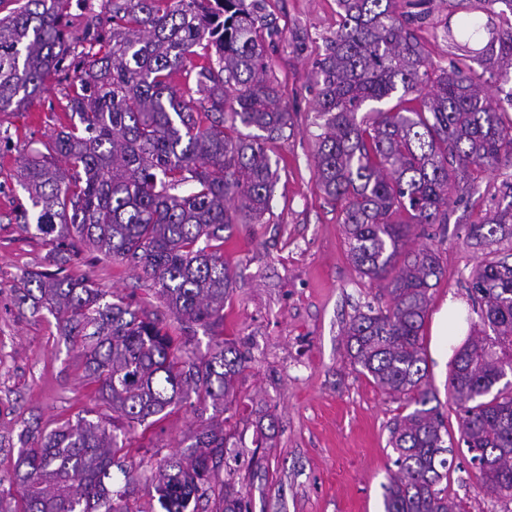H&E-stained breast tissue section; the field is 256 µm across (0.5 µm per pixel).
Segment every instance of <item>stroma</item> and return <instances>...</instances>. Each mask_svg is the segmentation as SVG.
<instances>
[{
    "label": "stroma",
    "mask_w": 512,
    "mask_h": 512,
    "mask_svg": "<svg viewBox=\"0 0 512 512\" xmlns=\"http://www.w3.org/2000/svg\"><path fill=\"white\" fill-rule=\"evenodd\" d=\"M475 0H397L401 14L424 12L416 25L430 61L445 67L457 51L444 34L458 25ZM277 30L267 50V76L294 125L269 142L279 179L265 224H236L224 258L234 271L224 319L197 328L190 342L206 355L223 340L249 357L235 381V401L226 411L232 446L225 457L249 512H384L385 488L395 471L390 430L409 413L405 399L380 389L360 373L347 352L344 328L366 306L384 305L381 282L352 264L341 224L340 203L328 199L316 176L314 124L317 85L314 63L338 24L336 0H264ZM66 82L51 77L45 92L23 112H0V435L22 420L50 431L87 417L111 418L96 385L84 376L78 349L62 340L48 312L18 306V277L47 265L43 240L15 218L24 198L14 174L27 150L40 148L54 127L68 123ZM512 167L472 174L473 190L459 202L450 190L448 221L415 229L413 245L433 246L444 270L430 291L423 330L428 377L437 393L451 442H459L456 409L448 397L449 362L477 323L468 292L469 275L484 252L468 237L471 225L503 202V181ZM73 277H90L103 291L130 296L149 309L159 301L141 271L89 250L71 259ZM201 423L191 406L175 408L151 427L126 459L153 462L186 451ZM273 424L272 438L259 428ZM448 493L464 512H512L483 488L474 469L455 456Z\"/></svg>",
    "instance_id": "1"
}]
</instances>
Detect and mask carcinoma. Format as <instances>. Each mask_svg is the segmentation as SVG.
<instances>
[{
	"instance_id": "1",
	"label": "carcinoma",
	"mask_w": 512,
	"mask_h": 512,
	"mask_svg": "<svg viewBox=\"0 0 512 512\" xmlns=\"http://www.w3.org/2000/svg\"><path fill=\"white\" fill-rule=\"evenodd\" d=\"M259 2L103 0L111 30L89 27L75 42L65 24L71 0H23L0 16V112L27 109L62 73L70 114L16 171L27 194L18 216L56 264L22 273L20 302L54 317L81 349L101 401L127 425L120 433L85 417L48 433L23 425L18 500L11 509L0 497V512H135L132 470L116 460L135 427L183 404L201 415L232 405L247 357L224 341L199 356L176 333L224 318L233 279L224 232L270 213L278 171L267 142L293 127L266 79V37L276 30ZM478 2L489 18L446 27L466 52L488 36L472 56L478 78L463 59L434 67L395 0H337L338 29L315 64L319 185L341 203L350 260L387 282L390 297L352 317L347 351L378 387L414 406L391 430L397 470L384 512L462 510L439 487L452 449L423 345L429 290L443 270L433 247L405 246L412 228L448 223V189L467 185L473 169L512 163V122L492 104L512 86V19L499 29L492 16L512 15V0ZM192 55L199 62L187 69ZM367 101L380 107L360 118ZM506 188L511 201L470 228L487 251L468 286L482 330L454 351L448 395L469 463L480 466L488 494L512 502V256L499 255L512 241V182ZM397 213L406 221H394ZM83 248L142 271L166 312L65 274L60 261ZM227 448L224 425L211 421L188 451L160 461L154 491L163 512H189ZM115 465L121 490L112 489ZM223 483L224 512H245L232 471Z\"/></svg>"
}]
</instances>
